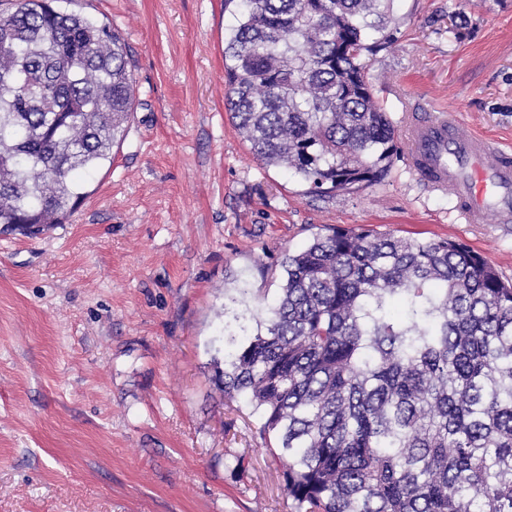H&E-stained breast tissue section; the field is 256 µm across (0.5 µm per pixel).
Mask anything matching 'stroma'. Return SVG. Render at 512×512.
I'll list each match as a JSON object with an SVG mask.
<instances>
[{
	"label": "stroma",
	"instance_id": "stroma-1",
	"mask_svg": "<svg viewBox=\"0 0 512 512\" xmlns=\"http://www.w3.org/2000/svg\"><path fill=\"white\" fill-rule=\"evenodd\" d=\"M117 29L136 97L112 164L65 223L0 235V512H290L250 407L214 381L225 313L323 226L450 238L512 282V230L467 224L404 158L308 194L257 161L225 108L224 0H59ZM369 58L394 126L450 109L512 151V0H394ZM244 469H237V458Z\"/></svg>",
	"mask_w": 512,
	"mask_h": 512
}]
</instances>
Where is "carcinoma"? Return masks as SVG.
I'll return each mask as SVG.
<instances>
[{
    "label": "carcinoma",
    "instance_id": "cac0c4a2",
    "mask_svg": "<svg viewBox=\"0 0 512 512\" xmlns=\"http://www.w3.org/2000/svg\"><path fill=\"white\" fill-rule=\"evenodd\" d=\"M0 11V233L64 223L112 162L136 85L118 31ZM393 0H224L225 107L257 161L327 195L389 172L366 56ZM276 302L224 323V399L274 443L294 512H512V285L451 239L327 227L283 254Z\"/></svg>",
    "mask_w": 512,
    "mask_h": 512
}]
</instances>
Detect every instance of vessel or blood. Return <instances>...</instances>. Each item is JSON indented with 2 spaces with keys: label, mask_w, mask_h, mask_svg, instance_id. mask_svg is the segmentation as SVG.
Instances as JSON below:
<instances>
[{
  "label": "vessel or blood",
  "mask_w": 512,
  "mask_h": 512,
  "mask_svg": "<svg viewBox=\"0 0 512 512\" xmlns=\"http://www.w3.org/2000/svg\"><path fill=\"white\" fill-rule=\"evenodd\" d=\"M406 158L431 190L452 191L466 223H512V152L484 136H461L447 114L404 122Z\"/></svg>",
  "instance_id": "vessel-or-blood-1"
}]
</instances>
